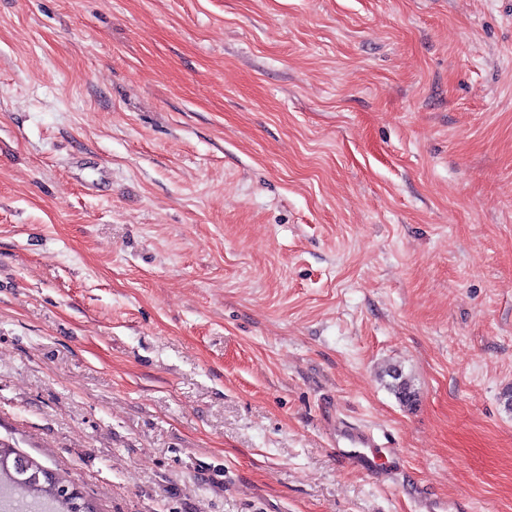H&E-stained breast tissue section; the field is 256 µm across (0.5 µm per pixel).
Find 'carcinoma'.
I'll list each match as a JSON object with an SVG mask.
<instances>
[{"label":"carcinoma","mask_w":512,"mask_h":512,"mask_svg":"<svg viewBox=\"0 0 512 512\" xmlns=\"http://www.w3.org/2000/svg\"><path fill=\"white\" fill-rule=\"evenodd\" d=\"M387 375L392 378L390 387L399 402L406 406L413 405L416 392L410 381L395 368L388 370ZM13 455H17V452L0 445V477L6 480V485H0V490L3 491L9 512H81L76 500L61 493L60 487L36 478L47 468L32 461L31 470L19 471L11 463Z\"/></svg>","instance_id":"cac0c4a2"}]
</instances>
